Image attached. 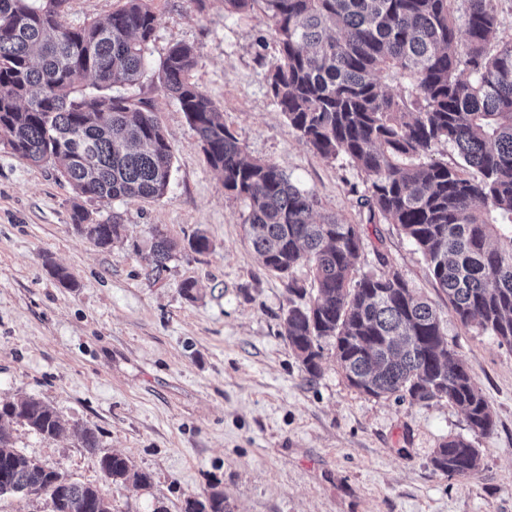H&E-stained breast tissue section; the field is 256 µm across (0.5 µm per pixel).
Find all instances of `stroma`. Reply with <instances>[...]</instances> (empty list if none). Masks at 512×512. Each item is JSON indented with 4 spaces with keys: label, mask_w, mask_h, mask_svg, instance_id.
<instances>
[{
    "label": "stroma",
    "mask_w": 512,
    "mask_h": 512,
    "mask_svg": "<svg viewBox=\"0 0 512 512\" xmlns=\"http://www.w3.org/2000/svg\"><path fill=\"white\" fill-rule=\"evenodd\" d=\"M158 25L145 76L128 88L156 112L174 148L157 200L91 202L93 218L117 217L107 248L78 234L74 194L52 165L0 145V402L37 398L70 429L48 438L8 427L14 448L80 484L96 486L112 512H181L218 486L231 512H512V348L463 327L425 260L393 224L365 226L359 272L398 269L436 307L448 345L493 408L494 428L472 434L444 399L374 398L349 385L324 344L309 378L282 336L297 299L245 238V202L226 192L177 102L159 82L168 49H199L191 76L218 106L243 152L278 163L319 212L361 222L366 175L314 153L280 114L266 82L279 55L259 10L229 14L224 0H147ZM178 242L152 271V231ZM212 248L189 249L196 234ZM67 270L74 287L55 269ZM196 282V298L182 292ZM91 428L98 445L85 447ZM463 436L482 450L467 477L431 463L439 442ZM126 456L148 486L119 484L100 466Z\"/></svg>",
    "instance_id": "35a3bbf8"
}]
</instances>
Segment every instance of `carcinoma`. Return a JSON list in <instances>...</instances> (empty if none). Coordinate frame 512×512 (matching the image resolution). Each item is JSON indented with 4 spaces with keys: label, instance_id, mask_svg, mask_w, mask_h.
I'll list each match as a JSON object with an SVG mask.
<instances>
[{
    "label": "carcinoma",
    "instance_id": "carcinoma-1",
    "mask_svg": "<svg viewBox=\"0 0 512 512\" xmlns=\"http://www.w3.org/2000/svg\"><path fill=\"white\" fill-rule=\"evenodd\" d=\"M69 2L0 0V144L33 164L52 162L75 194V230L107 247L122 225L91 219L83 202L156 200L170 184L174 151L156 113L113 93L144 74L157 17L146 0H124L105 18L71 27L64 21ZM224 8H257L271 20L279 57L267 70L268 91L310 149L365 172L357 202L366 223L398 225L457 321L512 347V40L491 49L497 0H224ZM198 57L194 45L170 47L161 86L224 190L246 202L253 250L300 300L282 335L306 372H321L322 342L331 340L340 370L361 392L446 399L473 433H489L492 405L448 348L436 311L398 271L357 275L361 225L316 219L315 194L293 185L277 163L243 154L216 104L190 81ZM384 74L403 88L386 90ZM87 80L96 93L81 92ZM441 144L458 160L433 158ZM177 247L154 229V268H164ZM301 265L312 274L311 294L292 278ZM16 412L42 436L66 431L39 399L0 402V496H28L31 487L47 490L62 479L71 512H112L96 487L12 447L2 422ZM432 463L467 477L479 469L481 450L450 437ZM100 466L115 483L150 480L120 454L103 455ZM183 512H228L224 492L214 484L185 500Z\"/></svg>",
    "mask_w": 512,
    "mask_h": 512
}]
</instances>
